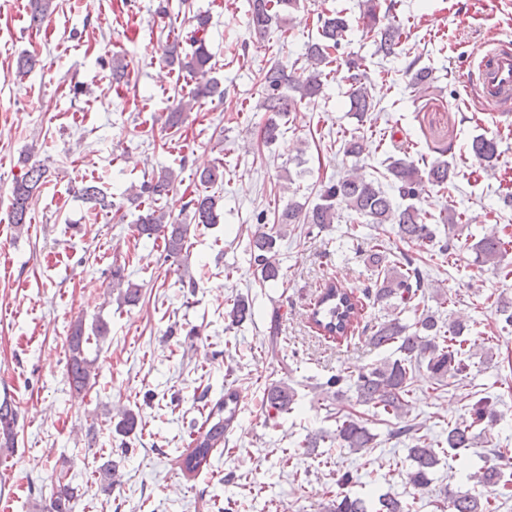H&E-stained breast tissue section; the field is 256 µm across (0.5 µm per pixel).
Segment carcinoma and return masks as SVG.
Here are the masks:
<instances>
[{"label": "carcinoma", "instance_id": "carcinoma-1", "mask_svg": "<svg viewBox=\"0 0 512 512\" xmlns=\"http://www.w3.org/2000/svg\"><path fill=\"white\" fill-rule=\"evenodd\" d=\"M248 25L259 34L268 33L279 26L283 16L291 15L299 8L300 0H248ZM55 0H30V25L42 26L55 11ZM379 0H363V24L379 37L378 50L386 57H396L403 52L402 29L379 15ZM194 39L191 51H186L180 43L172 42L165 47V60L178 65L182 70L196 77V86L181 96L176 107L166 113L164 129H179L185 123L187 114L193 111L200 100L218 96L224 97L218 80L212 71L211 54L205 40L199 33L207 30L210 17L197 14L192 17ZM318 37L305 44V55L309 73L298 76L280 63L261 71L260 84L264 89L262 107L271 113L263 127V139L272 143L282 135L277 118L293 112L298 103L317 97L323 88L322 78L327 76L325 69L333 64V51L341 45L348 29L347 19L340 13L322 14L318 17ZM406 70L412 72L415 85H429L432 82V70L418 66V60H412ZM347 76L349 110L362 121L374 111L377 103L368 87L365 69L355 62L349 63ZM366 150L365 138L355 132L344 139L342 152L346 157L360 158ZM469 152L486 169L496 168L498 144L495 138L484 135L472 139ZM387 177L398 197L406 205L395 204L392 196L376 179L357 173L345 180L324 185L319 202L308 207L301 203H290L288 207L274 214L273 223H268L267 214L256 216L257 227L251 233L247 244L250 264L254 268L258 281L262 285H275L284 279L281 262L278 258L277 241L281 239L290 224H311L325 229L336 220V209L344 207L354 215L365 220L375 228L391 225L396 236L403 242H433L437 238V225L427 223V216L412 204L424 190L425 185L445 186L452 183L454 171L445 161L427 162L415 160L409 156L395 159L387 158ZM47 178V168L39 163L31 164L13 183L10 195L11 223L19 230L24 229L33 199ZM178 174L172 169H164L141 185L131 187L129 199L150 200L146 210L138 215L135 230L139 237H162L165 258L178 260L186 252L189 225L175 224L170 221L169 213L158 207L157 202L168 197L176 187ZM79 193L93 209H105L111 206L103 190L92 180L82 183ZM192 213L196 224L211 225L220 222L218 199L207 193H197L185 203ZM461 216L448 210L444 223L448 224V240L439 244L438 252L450 254L453 243L461 231ZM512 242L498 232L483 235L471 245L474 262L509 276L512 270L503 265L505 254ZM358 250L363 252L365 260L376 272L373 286L363 292L359 298L353 293L330 282L317 295L310 312V320L323 335L334 341H346L358 328L367 333L366 339L375 348H393L399 353L396 358L384 361L360 371L353 387L356 402L374 409V414L389 419H399L409 406L408 398L413 393V368L426 366L427 371L439 386L447 385L451 377L462 376L470 368L468 361L474 355L475 345L468 343L467 321L460 318L443 319L441 313L426 311L408 324L402 314L407 310H418L419 292L425 288V279L415 264V260L405 254L402 256L403 269L389 260L384 242L378 237L361 242ZM108 277L112 289L118 290V300L122 305L138 304L141 289L126 279L124 267L114 264ZM387 306L391 314L372 326H360L367 306ZM254 317L253 303L244 297L233 300L224 318L228 326L239 327ZM108 335L107 324L98 321L91 329H86L83 318L71 322L66 336L68 359L66 378L70 389L82 393L91 387L94 379L93 361L86 354L91 338H104ZM266 411L288 413L297 400V391L286 381L271 383L264 390ZM498 401L484 396L471 404L468 417L448 426V434L442 439L412 435V429L396 427L391 435L409 436L412 439L408 448V457L412 461V470L408 473L409 484L418 491L431 486L434 469L440 464L441 456L460 448H472L477 444L479 434L475 427L494 426L499 417ZM239 412V394L228 388L224 396L210 405L209 412L202 424L194 429L188 447L185 449L181 471L187 477L210 467L213 452L224 447V438L235 422ZM20 411L14 400L4 397L0 400V452L14 450ZM336 433L334 439L340 448L353 453H361L376 445V435L360 417L344 408L334 412ZM137 417L129 409L120 411V420L116 431L128 435L135 431ZM469 479L478 490L475 492L452 493L445 491L440 501L445 512H493L498 503L512 498V474H505L497 466H484L471 474ZM74 488L65 482V476L57 478L46 512H72ZM323 512H368L365 499L338 494L328 501ZM375 512H408L407 504L395 495L380 494L375 503Z\"/></svg>", "mask_w": 512, "mask_h": 512}]
</instances>
